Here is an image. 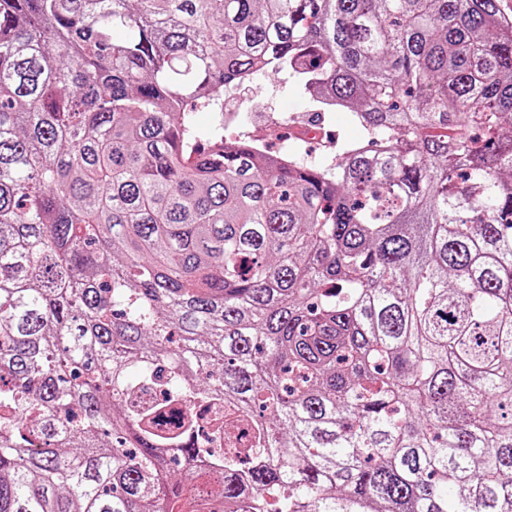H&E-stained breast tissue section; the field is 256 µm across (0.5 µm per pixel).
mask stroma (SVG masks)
<instances>
[{
    "label": "stroma",
    "mask_w": 512,
    "mask_h": 512,
    "mask_svg": "<svg viewBox=\"0 0 512 512\" xmlns=\"http://www.w3.org/2000/svg\"><path fill=\"white\" fill-rule=\"evenodd\" d=\"M194 119L197 128L206 133L226 122L232 124L237 134L249 138L258 134L267 136V148L272 152L280 147L279 142L270 137L273 129L288 124L318 128L321 144L306 149L299 159L319 167L336 162L335 155L325 151L332 139L352 143L364 137L363 129L353 123L348 110L316 111L293 84L267 73L253 76L245 88L225 89L223 111L205 110L196 113Z\"/></svg>",
    "instance_id": "stroma-1"
}]
</instances>
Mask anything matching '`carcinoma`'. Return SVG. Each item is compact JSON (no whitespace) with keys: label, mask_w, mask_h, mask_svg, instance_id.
I'll return each instance as SVG.
<instances>
[{"label":"carcinoma","mask_w":512,"mask_h":512,"mask_svg":"<svg viewBox=\"0 0 512 512\" xmlns=\"http://www.w3.org/2000/svg\"><path fill=\"white\" fill-rule=\"evenodd\" d=\"M259 71L371 144L201 147ZM507 121L500 0H0V512H512Z\"/></svg>","instance_id":"obj_1"}]
</instances>
